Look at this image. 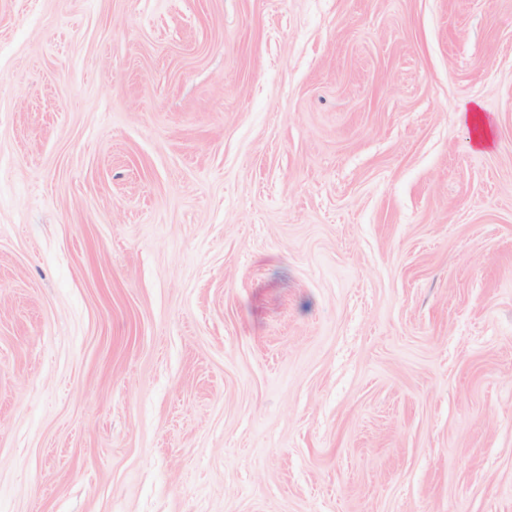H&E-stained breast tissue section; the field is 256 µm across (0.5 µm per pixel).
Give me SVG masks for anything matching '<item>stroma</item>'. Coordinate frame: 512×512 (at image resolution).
I'll return each mask as SVG.
<instances>
[{"label": "stroma", "mask_w": 512, "mask_h": 512, "mask_svg": "<svg viewBox=\"0 0 512 512\" xmlns=\"http://www.w3.org/2000/svg\"><path fill=\"white\" fill-rule=\"evenodd\" d=\"M0 512H512V0H0ZM459 118L472 129V142L478 148L489 146L493 141L492 123L479 111L477 104H462Z\"/></svg>", "instance_id": "obj_1"}]
</instances>
